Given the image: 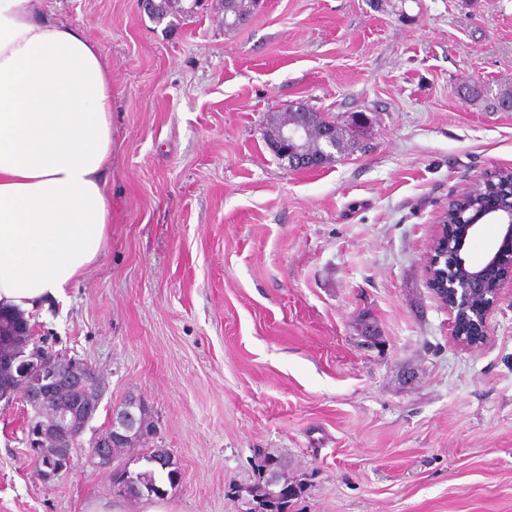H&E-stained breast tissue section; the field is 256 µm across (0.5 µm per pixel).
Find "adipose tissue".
<instances>
[{"instance_id": "ef3b65f1", "label": "adipose tissue", "mask_w": 512, "mask_h": 512, "mask_svg": "<svg viewBox=\"0 0 512 512\" xmlns=\"http://www.w3.org/2000/svg\"><path fill=\"white\" fill-rule=\"evenodd\" d=\"M112 74L99 44L0 0V309L60 298L102 253Z\"/></svg>"}]
</instances>
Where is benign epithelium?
<instances>
[{"label":"benign epithelium","mask_w":512,"mask_h":512,"mask_svg":"<svg viewBox=\"0 0 512 512\" xmlns=\"http://www.w3.org/2000/svg\"><path fill=\"white\" fill-rule=\"evenodd\" d=\"M369 126L368 117L357 112L344 128L360 136ZM338 124L333 122L284 123L265 129V139L273 152L294 168L318 169L326 166L336 151ZM495 184L497 191L492 207L475 209L456 207L441 210L425 258L427 288L440 305L453 313L456 334L453 342L470 349L487 342L489 318L504 285L512 283V177L497 178L490 173L479 179L468 191ZM483 223L499 226L501 242L492 248L480 265L469 262L466 250L469 240ZM15 394L35 411L26 428L25 444L29 448L35 476L48 480L73 464V450L86 423L97 409L93 402L78 401L67 409L55 410L52 401L61 387L81 381L88 367L85 362L67 357L51 349L40 350L33 360L20 353L15 358ZM145 402L129 396L112 408L111 434L90 443L89 455L98 467L108 469L112 457L105 449L112 447L110 436L128 439L144 429L141 412Z\"/></svg>","instance_id":"benign-epithelium-1"}]
</instances>
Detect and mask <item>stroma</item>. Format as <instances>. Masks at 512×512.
<instances>
[{"label": "stroma", "mask_w": 512, "mask_h": 512, "mask_svg": "<svg viewBox=\"0 0 512 512\" xmlns=\"http://www.w3.org/2000/svg\"><path fill=\"white\" fill-rule=\"evenodd\" d=\"M112 72V209L102 255L28 319L38 344L98 374L71 470L42 481L34 411L0 402V512H140L87 449L144 399L179 471L171 512H250L271 454L291 512H512V291L463 351L426 286L439 212L512 170V0H43ZM302 102L370 128L354 152L292 170L269 117ZM380 336H360L361 319Z\"/></svg>", "instance_id": "35a3bbf8"}]
</instances>
